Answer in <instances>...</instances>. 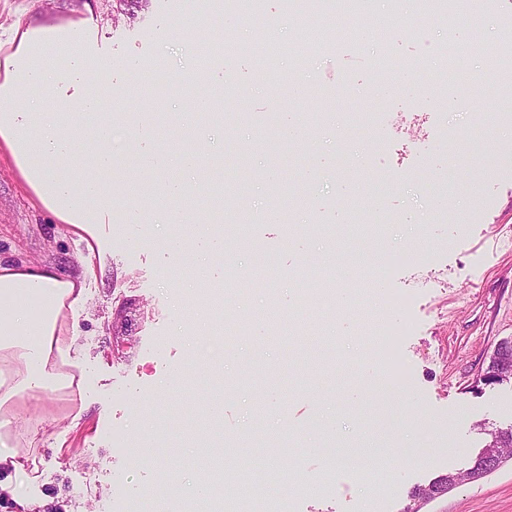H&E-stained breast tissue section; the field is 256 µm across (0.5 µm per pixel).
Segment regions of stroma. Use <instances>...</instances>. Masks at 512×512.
I'll return each instance as SVG.
<instances>
[{
    "label": "stroma",
    "instance_id": "35a3bbf8",
    "mask_svg": "<svg viewBox=\"0 0 512 512\" xmlns=\"http://www.w3.org/2000/svg\"><path fill=\"white\" fill-rule=\"evenodd\" d=\"M201 9V0H144L130 16L115 0H0V44L19 26L76 21L111 55L112 78L99 93L121 147L98 180L106 188L136 182L152 214L148 224L94 225L90 242L79 241L0 154L1 260L77 273L87 245L96 249L79 314L82 422L72 430L39 405L23 408L19 424L35 430L36 440L20 451L25 475L5 481L0 465V496L37 510L55 500L64 512H151L141 494L162 471L196 482L198 423L213 412L225 436H242L224 452L226 465L248 456L287 474L286 512H403L416 487L468 468L491 430L512 426V380L479 381L498 345L512 342V116L499 117L500 82L483 79L476 56L460 77L463 112L432 105L435 66L451 64L472 32L481 33L488 54L506 45L512 0H485L481 13L451 30L417 0H378L372 18L323 0L314 30L359 33L380 15L384 33L370 35L363 51L350 40L325 41L299 61L288 0H261L282 48L265 63L246 50L259 36L248 19L221 10L198 26L192 18ZM217 29L236 50L200 86L227 115L225 129L210 134L208 163L197 174L214 190L183 201L162 190L179 180L176 166L142 173L128 125L135 103H150L166 115L152 132V150L170 159L194 147L183 124L200 123L201 115L174 76ZM379 49L405 64L419 60V82L397 95L351 93L370 79ZM153 69L168 74L166 85L144 84ZM240 112L245 121H237ZM367 112L382 118L373 142L346 120ZM303 113L324 114L317 138L302 127L285 130L288 118ZM466 125L476 133L463 145L453 133ZM363 153L389 171L380 185L385 229L343 270L348 300L341 303L321 296L318 283L299 284L295 272L335 259L336 242L321 225L372 220L352 163ZM446 173L458 175V190L436 210L425 191ZM229 198L263 219L242 229L225 222ZM164 239L179 243L178 266H170ZM263 251L276 256L274 278L229 281L228 258L248 268ZM362 267L378 272L371 287L357 285ZM200 268L207 285L224 291L222 329L210 336L221 349L214 358L194 340L195 321L179 315L191 298L182 278ZM398 294L410 296L409 312L392 306ZM123 304L129 320L117 348L112 314ZM407 314L415 328L400 337L396 358L410 384L388 394L381 385L392 373L390 332ZM146 433L153 447L144 464L139 439ZM362 443L392 450L385 493L329 466L325 449ZM421 512H512V460Z\"/></svg>",
    "mask_w": 512,
    "mask_h": 512
}]
</instances>
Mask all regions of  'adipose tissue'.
<instances>
[{
	"instance_id": "obj_1",
	"label": "adipose tissue",
	"mask_w": 512,
	"mask_h": 512,
	"mask_svg": "<svg viewBox=\"0 0 512 512\" xmlns=\"http://www.w3.org/2000/svg\"><path fill=\"white\" fill-rule=\"evenodd\" d=\"M59 46L82 51L84 27L79 23L17 29L16 44L0 57V149L6 150L39 204L74 235L94 224L124 223L126 212L114 204L115 194L92 176L65 180L58 163L71 154L74 140L68 117L102 106L99 84L112 73L105 58H83L80 72L49 65ZM53 89L56 114L40 111L44 89ZM95 274L84 260L80 274L61 272L47 263L0 261V462H12L16 473L17 412L30 402H69L70 427L83 414L74 406L82 381L73 373L70 351L79 333L69 314L84 308L86 282Z\"/></svg>"
}]
</instances>
